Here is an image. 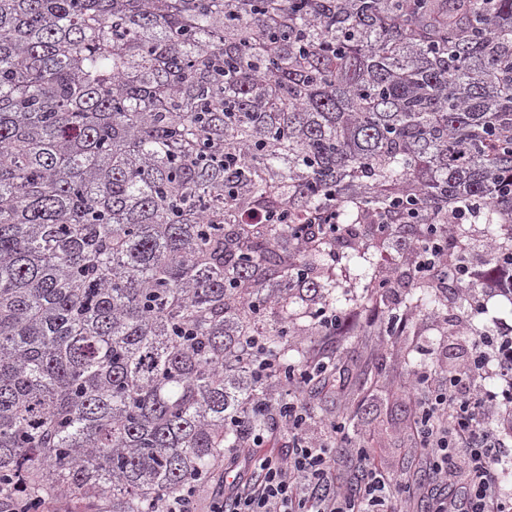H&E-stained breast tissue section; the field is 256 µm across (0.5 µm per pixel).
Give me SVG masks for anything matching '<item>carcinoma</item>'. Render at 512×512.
<instances>
[{"instance_id":"obj_1","label":"carcinoma","mask_w":512,"mask_h":512,"mask_svg":"<svg viewBox=\"0 0 512 512\" xmlns=\"http://www.w3.org/2000/svg\"><path fill=\"white\" fill-rule=\"evenodd\" d=\"M464 259L512 289V0H0V482L154 512L292 337L400 336ZM348 276L404 309L346 327Z\"/></svg>"}]
</instances>
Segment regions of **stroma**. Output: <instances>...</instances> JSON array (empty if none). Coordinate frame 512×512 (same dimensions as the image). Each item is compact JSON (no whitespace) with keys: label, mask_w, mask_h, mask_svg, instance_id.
<instances>
[{"label":"stroma","mask_w":512,"mask_h":512,"mask_svg":"<svg viewBox=\"0 0 512 512\" xmlns=\"http://www.w3.org/2000/svg\"><path fill=\"white\" fill-rule=\"evenodd\" d=\"M458 314L454 305L449 306L444 318L428 310L415 316L410 335L360 337L339 362L344 389L309 399L315 421L312 435H322L329 422L354 414L359 418L361 439L380 452L391 475H413L421 470V459L411 455L408 448L409 404L401 394L411 376L403 364V354L408 349L429 346L434 350L433 369L459 362L467 338L457 321ZM367 374L377 378V385H364Z\"/></svg>","instance_id":"obj_1"}]
</instances>
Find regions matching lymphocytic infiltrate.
Listing matches in <instances>:
<instances>
[{
	"instance_id": "f902f5d3",
	"label": "lymphocytic infiltrate",
	"mask_w": 512,
	"mask_h": 512,
	"mask_svg": "<svg viewBox=\"0 0 512 512\" xmlns=\"http://www.w3.org/2000/svg\"><path fill=\"white\" fill-rule=\"evenodd\" d=\"M491 374L506 382V391L485 388ZM412 388L423 393L413 445L436 476L435 487H396L370 449L346 437L298 436L310 417L297 409L281 419L296 436L288 456L265 451V438H253L225 458L222 485L208 512H401L423 493L428 512H512V494L502 488L512 463V420L491 425L501 404L512 402V325L471 338L458 371L420 375ZM340 450L355 463L358 481L350 486L336 468Z\"/></svg>"
}]
</instances>
